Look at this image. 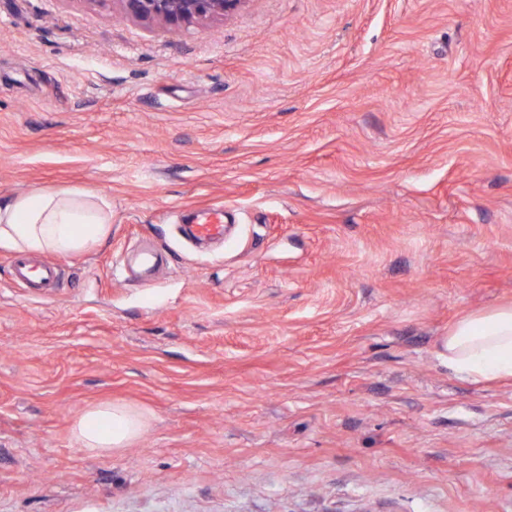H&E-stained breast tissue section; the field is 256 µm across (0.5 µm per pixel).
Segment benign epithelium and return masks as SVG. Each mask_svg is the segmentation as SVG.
Masks as SVG:
<instances>
[{"label": "benign epithelium", "instance_id": "obj_1", "mask_svg": "<svg viewBox=\"0 0 512 512\" xmlns=\"http://www.w3.org/2000/svg\"><path fill=\"white\" fill-rule=\"evenodd\" d=\"M123 17L166 31L222 19L246 0H116Z\"/></svg>", "mask_w": 512, "mask_h": 512}]
</instances>
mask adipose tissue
<instances>
[{"label": "adipose tissue", "instance_id": "1", "mask_svg": "<svg viewBox=\"0 0 512 512\" xmlns=\"http://www.w3.org/2000/svg\"><path fill=\"white\" fill-rule=\"evenodd\" d=\"M112 204L82 190L38 189L0 204V248L65 259L107 238ZM448 369L472 381L512 378V306L475 311L458 320L444 343ZM143 429L120 404L85 410L74 432L89 453L121 448Z\"/></svg>", "mask_w": 512, "mask_h": 512}]
</instances>
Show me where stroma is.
Instances as JSON below:
<instances>
[{"label": "stroma", "instance_id": "35a3bbf8", "mask_svg": "<svg viewBox=\"0 0 512 512\" xmlns=\"http://www.w3.org/2000/svg\"><path fill=\"white\" fill-rule=\"evenodd\" d=\"M35 189L112 233L46 297L0 248V512H512V380L444 350L512 305V0H0V202ZM108 402L144 427L92 455ZM247 0H116L123 17L166 31L222 19ZM224 209L212 207L199 212V221L194 223V234L203 240L224 239ZM143 429L142 418L124 405L102 404L85 410L74 428L81 447L89 453L123 448Z\"/></svg>", "mask_w": 512, "mask_h": 512}]
</instances>
